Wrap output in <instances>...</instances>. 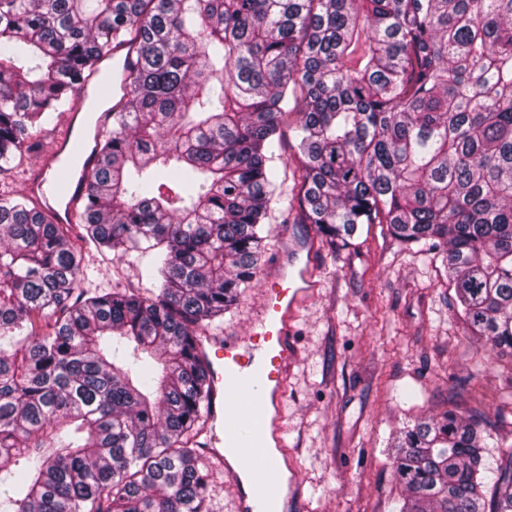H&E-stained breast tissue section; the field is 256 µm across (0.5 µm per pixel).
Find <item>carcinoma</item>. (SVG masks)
<instances>
[{
    "instance_id": "carcinoma-1",
    "label": "carcinoma",
    "mask_w": 512,
    "mask_h": 512,
    "mask_svg": "<svg viewBox=\"0 0 512 512\" xmlns=\"http://www.w3.org/2000/svg\"><path fill=\"white\" fill-rule=\"evenodd\" d=\"M125 45L79 232L0 194V512H212L196 342L257 276L293 111L298 222L387 225L512 354V0H0V172ZM93 248L161 249L157 291L82 287ZM393 466L399 512H512L480 417L406 424Z\"/></svg>"
}]
</instances>
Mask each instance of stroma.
<instances>
[{"label": "stroma", "mask_w": 512, "mask_h": 512, "mask_svg": "<svg viewBox=\"0 0 512 512\" xmlns=\"http://www.w3.org/2000/svg\"><path fill=\"white\" fill-rule=\"evenodd\" d=\"M45 128L31 151L0 174V191L22 195L24 179L61 130ZM294 133L284 128L271 163L270 235L251 288L214 334L248 335L271 265L289 237L315 234L287 208ZM318 284L297 318L300 360L289 373L283 416L308 512H395L392 468L403 422L454 410L485 412L493 437L512 439V356L464 335L441 262L424 263L386 225L362 226L345 244L317 245Z\"/></svg>", "instance_id": "1"}]
</instances>
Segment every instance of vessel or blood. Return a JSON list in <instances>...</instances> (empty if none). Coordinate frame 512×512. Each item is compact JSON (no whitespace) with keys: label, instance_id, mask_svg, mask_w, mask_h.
I'll return each instance as SVG.
<instances>
[{"label":"vessel or blood","instance_id":"1","mask_svg":"<svg viewBox=\"0 0 512 512\" xmlns=\"http://www.w3.org/2000/svg\"><path fill=\"white\" fill-rule=\"evenodd\" d=\"M78 113L42 153L27 184L55 223L76 221L86 175L96 164L92 141L107 126L99 115L86 133L76 131ZM313 250L290 242L285 260L267 282L259 315L247 336L208 338L201 355L213 381L209 421L222 425L233 457L224 472L236 488L237 512H301L300 496L284 490L282 456L288 453L281 403L288 367L297 356L293 332L298 308L313 294Z\"/></svg>","mask_w":512,"mask_h":512}]
</instances>
